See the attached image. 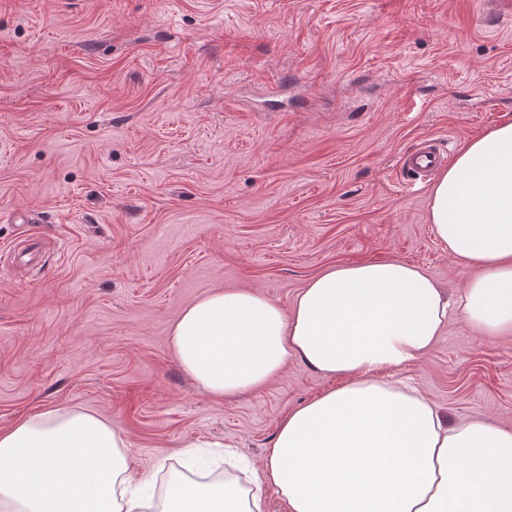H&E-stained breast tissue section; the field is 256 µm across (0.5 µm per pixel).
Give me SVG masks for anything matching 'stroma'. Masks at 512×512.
I'll use <instances>...</instances> for the list:
<instances>
[{
    "instance_id": "1",
    "label": "stroma",
    "mask_w": 512,
    "mask_h": 512,
    "mask_svg": "<svg viewBox=\"0 0 512 512\" xmlns=\"http://www.w3.org/2000/svg\"><path fill=\"white\" fill-rule=\"evenodd\" d=\"M512 122V0H0V430L109 419L157 488L190 444L261 462L335 387L298 359L216 400L169 343L216 288L291 309L325 270L400 259L457 302L404 159ZM448 419L512 428V337L450 309L393 369Z\"/></svg>"
}]
</instances>
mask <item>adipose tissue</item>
<instances>
[{"label":"adipose tissue","instance_id":"ef3b65f1","mask_svg":"<svg viewBox=\"0 0 512 512\" xmlns=\"http://www.w3.org/2000/svg\"><path fill=\"white\" fill-rule=\"evenodd\" d=\"M429 222L474 271L459 313L480 336H512V123L470 140L436 179ZM448 300L399 260L336 266L284 310L242 288L184 308L170 346L206 393L263 389L296 357L336 387L288 412L248 482L177 480L152 499L125 438L100 416L52 408L0 431V512H512V429L448 421L382 372L425 356Z\"/></svg>","mask_w":512,"mask_h":512}]
</instances>
